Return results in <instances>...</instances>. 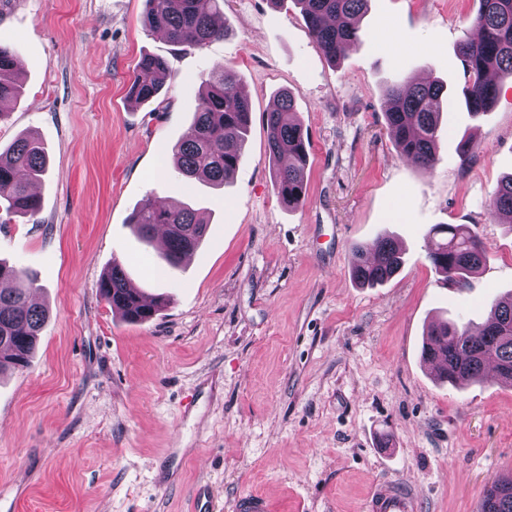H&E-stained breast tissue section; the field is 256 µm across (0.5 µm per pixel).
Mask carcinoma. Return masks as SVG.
Segmentation results:
<instances>
[{
    "label": "carcinoma",
    "mask_w": 512,
    "mask_h": 512,
    "mask_svg": "<svg viewBox=\"0 0 512 512\" xmlns=\"http://www.w3.org/2000/svg\"><path fill=\"white\" fill-rule=\"evenodd\" d=\"M368 0H297L311 37L331 61H338L360 36L359 19ZM224 0H146L143 24L160 29L177 46L203 47L224 37V27L215 25L223 13ZM478 32L475 40L459 44L463 62L461 90L466 108L473 114L485 112L494 102L493 74L512 77V0H480L470 19ZM16 53L0 43V101L19 91L15 78ZM142 76L133 80L129 94L135 102L147 103L163 90L170 75L167 61L147 55L140 63ZM187 133L173 147L177 171L191 179L222 186L231 179L243 156L251 105L242 91L234 69L217 65L203 78ZM444 85L407 80L388 88L385 119L399 152L420 167L431 170L439 161L438 132L443 112ZM269 156L278 162L273 188L282 204L293 208L306 196L305 166L307 141L295 119V99L284 91L266 112ZM47 170V155L40 138L26 133L0 151V222L13 216H35L41 209L39 196L29 185L41 180ZM490 212L512 222V175L500 181L491 200ZM130 224L142 240L166 230L164 259L176 268L183 258L201 244L206 224L195 210L181 204L166 207L147 198L130 217ZM435 242L429 253L434 269L449 282L458 284L476 273L484 261L477 236L466 224H442L431 229ZM352 277L362 286L373 287L389 281L403 267L400 248L390 238L379 237L353 247ZM0 373L26 367L48 319L46 309L29 301L33 281L25 273L0 262ZM101 297L124 317L144 322L153 318L165 297L146 296L133 287L119 260L99 282ZM423 360L441 362L438 380L453 385L478 381L486 366L497 369L498 379L512 386V300L495 301L478 332H471L447 320L431 324L426 331ZM478 512H512V474L494 478L484 490Z\"/></svg>",
    "instance_id": "cac0c4a2"
}]
</instances>
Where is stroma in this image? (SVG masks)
<instances>
[{"instance_id": "35a3bbf8", "label": "stroma", "mask_w": 512, "mask_h": 512, "mask_svg": "<svg viewBox=\"0 0 512 512\" xmlns=\"http://www.w3.org/2000/svg\"><path fill=\"white\" fill-rule=\"evenodd\" d=\"M479 6L369 0L360 39L332 63L294 0H225L224 36L201 48L147 30L145 0H0L21 85L1 106L0 147L33 132L48 151L41 210L0 223V260L50 311L30 364L0 377V512H191L200 483L216 512L247 494L270 512H362L384 479L416 485L421 512H476L487 482L512 471V387L492 373L441 384L422 347L436 314L475 330L512 297V224L489 212L512 173V78L496 77L476 117L461 94L458 46ZM147 55L167 58L172 78L139 105L128 88ZM218 64L252 106L220 190L159 170ZM406 77L451 93L428 171L385 121L387 89ZM283 90L309 155L292 209L273 190L264 121ZM148 198L190 204L208 226L180 268L133 234ZM436 224L469 225L481 243L463 287L428 259ZM384 233L404 266L360 287L352 248ZM116 259L168 296L152 320L102 299Z\"/></svg>"}]
</instances>
